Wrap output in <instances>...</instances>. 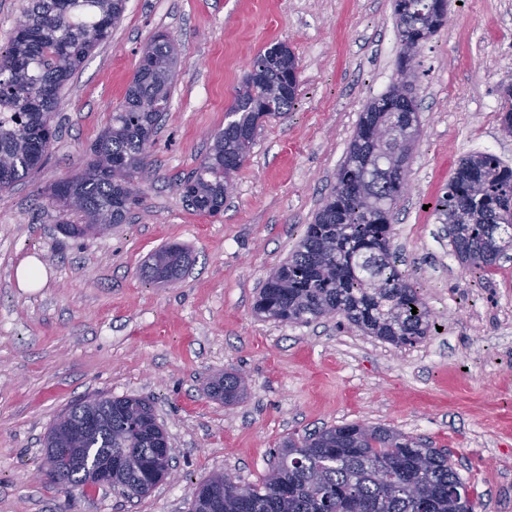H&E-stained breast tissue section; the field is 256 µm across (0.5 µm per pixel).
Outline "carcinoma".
<instances>
[{
    "mask_svg": "<svg viewBox=\"0 0 512 512\" xmlns=\"http://www.w3.org/2000/svg\"><path fill=\"white\" fill-rule=\"evenodd\" d=\"M447 0H393L401 56L387 92L361 115L336 183L297 249L266 280L256 314L281 323H309L341 316L395 344L425 336L429 312L392 261L393 206L404 195L408 160L419 123L408 58L447 19ZM121 0H29L25 24L15 28L0 51V191L40 168L56 138L54 118L72 72L124 13ZM176 47L159 34L142 49L125 101L112 112L92 148L86 168L61 180L52 198H65L62 211H75L82 224L60 222L73 238L89 224H123L140 201L136 177L150 166L149 148L170 107ZM229 108L224 130L213 137L200 165L178 188L191 208L214 214L224 207L227 180L252 148L259 121L291 109L299 78L294 53L283 43L258 53ZM502 130L512 135V87H504ZM435 214L453 227L451 243L464 266L493 267L512 250V169L494 154L459 160ZM192 263L181 245L156 250L141 275L158 284L180 279ZM417 314H412V308ZM244 377L226 370L209 383L212 397L231 405L243 395ZM103 422L78 445L74 459L56 460V437L86 414L84 402L68 407L50 427L42 467L68 491H85L93 474L110 464L112 482L130 497L147 495L168 476L154 467L163 428L149 400L98 397ZM224 476L195 488L191 512H467L473 508L450 454L422 439L384 426L351 423L289 436L276 461L255 484L221 492Z\"/></svg>",
    "mask_w": 512,
    "mask_h": 512,
    "instance_id": "obj_1",
    "label": "carcinoma"
}]
</instances>
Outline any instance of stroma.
Instances as JSON below:
<instances>
[{"instance_id": "1", "label": "stroma", "mask_w": 512, "mask_h": 512, "mask_svg": "<svg viewBox=\"0 0 512 512\" xmlns=\"http://www.w3.org/2000/svg\"><path fill=\"white\" fill-rule=\"evenodd\" d=\"M158 34L178 61L142 200L106 235L64 237L59 221L80 218L62 214L50 190L85 167ZM275 42L299 60L297 99L262 121L222 210L193 211L177 184L223 130L251 59ZM399 56L392 0H127L66 84L45 163L0 191V512H189L192 489L211 475L257 483L283 438L355 422L448 449L474 512H512V257L463 266L433 211L463 156L512 166L498 114L499 87L512 82V0H448L446 24L418 56L420 135L392 239L431 314L425 339L399 347L340 317L289 325L253 310ZM174 243L193 257L185 276L172 286L143 278L151 254ZM29 258L41 287L17 283ZM227 369L247 378L232 406L206 392ZM93 394L152 403L173 470L149 494H69L31 479L50 425Z\"/></svg>"}]
</instances>
